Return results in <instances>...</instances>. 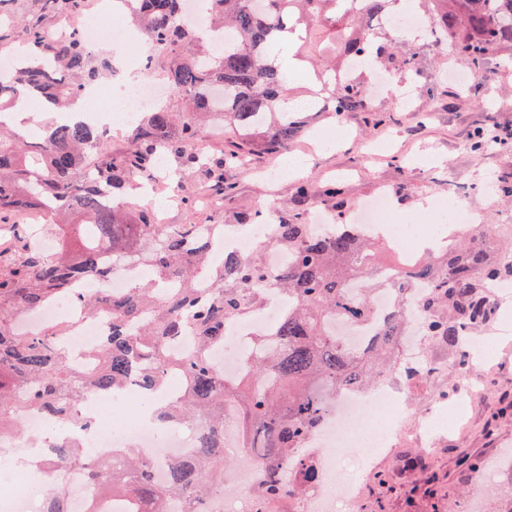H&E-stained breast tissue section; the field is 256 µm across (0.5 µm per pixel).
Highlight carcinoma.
<instances>
[{
    "label": "carcinoma",
    "mask_w": 512,
    "mask_h": 512,
    "mask_svg": "<svg viewBox=\"0 0 512 512\" xmlns=\"http://www.w3.org/2000/svg\"><path fill=\"white\" fill-rule=\"evenodd\" d=\"M213 28L229 33L232 45L203 57L197 30L181 20L183 0H130L127 12L149 45L148 70L158 71L182 101L174 112L158 105L139 115L122 156L115 157L100 133L80 123L57 122L25 135L0 121V217L36 206L54 227L58 247L44 251L28 242L27 225L8 228L13 254L0 256V430L21 428V411L48 409L57 420L79 423L74 406L89 388L122 390L133 369L144 394L151 397L171 382L176 398L158 409L161 419L196 421L197 448L173 464L169 482L159 484L150 463L132 455L96 458L84 448L60 449L50 466L78 465L97 487L95 512H106L119 498L127 512H169L175 495L186 512H208L210 497L224 484V415L243 425L242 447L262 456L267 482L257 487L265 497L301 493L316 463L297 452L328 411L336 389L369 387L392 364L390 342L403 324L399 304L379 323L375 344L357 352L336 336V315L365 321L374 317L364 287L346 295V283L365 278V262L377 256L371 240L331 234L306 224L300 213L275 211L273 244L288 253L290 265L269 277L263 249L249 258L224 256L214 266L204 250V233L219 234L222 224H160L155 208L141 191L126 192L154 171L158 155L173 157L183 175L201 174L224 189V168L246 167L255 146L277 154L288 150L300 130L299 111L280 107L288 95V77L269 62V49L287 35L301 48H312L333 64L315 72L320 95L333 112H361L368 106L363 81L339 82L336 73L348 59L367 58L385 74L408 76L415 53L399 54L377 43L360 27V18L392 14L390 0H361V13L341 0H204ZM437 21L433 43L452 44L457 55L479 65L502 47L512 46V0H419ZM84 0H42L41 10L56 18L76 16ZM28 56L8 75L0 73V114L41 93L46 110L63 112L86 87L112 70V61L96 53L89 32L52 37L35 18L18 28ZM220 115L239 140L209 156L201 143L207 121ZM149 267L152 278L129 286L122 296L107 292L109 261ZM206 275L209 297L197 295ZM512 276V245L488 256L482 227L466 230L435 265H413L394 285L426 280L432 287L413 305L424 335L458 349L461 329L493 318L488 286ZM92 280L98 294L82 300L89 313L107 311L110 333L98 348L100 367L85 375L70 367L53 345L66 322L48 325L42 334L21 336L17 316L39 310L63 297L72 282ZM295 300L273 329L276 349L256 358L249 377L228 384L210 359L211 348L224 341V321L247 318L260 308L268 289ZM184 336L196 339L194 350L179 356L170 345ZM295 470L281 485L275 474ZM112 491V497L105 496ZM44 512H67L61 482L50 486Z\"/></svg>",
    "instance_id": "cac0c4a2"
}]
</instances>
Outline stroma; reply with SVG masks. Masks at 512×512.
<instances>
[{"label":"stroma","mask_w":512,"mask_h":512,"mask_svg":"<svg viewBox=\"0 0 512 512\" xmlns=\"http://www.w3.org/2000/svg\"><path fill=\"white\" fill-rule=\"evenodd\" d=\"M379 39L396 50L416 52L414 80H395L409 86L413 111L393 108L381 98L370 101L365 112L302 113L304 129L287 153L257 149L248 170L225 169L221 197L206 180L181 178L178 163L167 160L157 184L165 194L174 181L182 187L174 201L159 207L162 223L234 224L240 213L255 211L266 199L297 204L306 213L331 212L339 202L350 211L383 189L390 190L398 218L411 222L451 180L484 224L512 225V202L498 191L500 181L512 182V148L478 154L469 146L475 127L512 128V50L486 59L468 84L459 85L445 77L461 64L452 49L422 44L397 30L381 31ZM316 129L337 131L336 146L319 149L312 136ZM385 137L394 143L386 156L377 159L363 150V142ZM291 155L308 159L301 179L312 196L302 203L295 200L297 179L268 178ZM332 184L340 190L335 199L325 194ZM469 369L481 384L469 394L450 376L432 387L407 385L414 414L348 512H460L466 501L480 502L484 512H512V350L499 344L492 358L471 359ZM433 391L443 395L446 415L457 419V428H421ZM470 459L479 461V469L467 467Z\"/></svg>","instance_id":"obj_1"}]
</instances>
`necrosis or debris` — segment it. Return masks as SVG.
Wrapping results in <instances>:
<instances>
[{"label": "necrosis or debris", "mask_w": 512, "mask_h": 512, "mask_svg": "<svg viewBox=\"0 0 512 512\" xmlns=\"http://www.w3.org/2000/svg\"><path fill=\"white\" fill-rule=\"evenodd\" d=\"M127 0H113L111 8L99 11L89 22L97 42L113 49L135 50V32L120 25L118 15L125 11ZM151 78L112 90L108 85L88 88L84 95L85 124L112 130L116 122L134 126L147 107L156 105L159 95ZM390 194L381 192L365 201L350 218L352 234L366 238H383L398 251L401 263L414 260L417 250L408 225L388 224ZM273 204L260 208V221L246 226L228 225L224 234L215 238L211 248L213 261H221L227 253L239 258L252 255L257 245H265V261L270 274L286 269V256L267 242L275 234L269 215ZM95 282H75L72 297L63 299L18 319L14 328L23 336L41 332L44 325L66 316L71 326L67 333L55 337L56 348L65 352L72 367L81 372L96 366V353L102 336L109 328L105 314H88L80 303L82 297L96 294ZM288 303L278 294H270L260 312L246 319L230 318L224 324L227 346L217 348L212 357L223 371L226 381L240 378L247 359L259 356L270 345L269 333L277 324ZM425 338L419 324L409 323L393 344L394 362L389 373L366 390L346 387L329 402V411L321 426L304 442L300 453L315 457L319 463L318 481L303 493L288 497H257L254 488L259 473L258 460L239 445V434L233 416L224 420V450L237 455V472L224 476V488L210 504V512H345L361 479L374 469V459L392 447L400 435L410 405L401 391L402 380L422 382L447 372L457 381L471 385V374L464 364L449 367L447 361L429 358ZM140 385L130 378L116 394L88 390L76 406L82 422L80 428L68 430L49 417L47 411H28L23 421L28 429L40 434L39 442L25 445L17 435L0 433V447L26 457L54 456L62 444L81 448L132 450L154 466L158 481H167L173 461L188 455L196 447L199 428L178 423L158 428L140 410ZM45 485L30 471L12 465L10 457L0 459V512H41Z\"/></svg>", "instance_id": "necrosis-or-debris-1"}]
</instances>
